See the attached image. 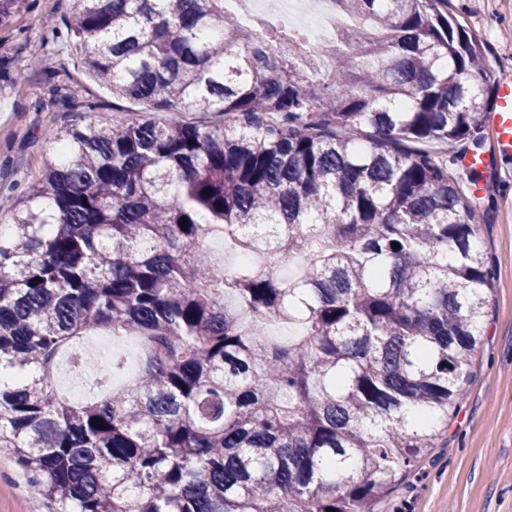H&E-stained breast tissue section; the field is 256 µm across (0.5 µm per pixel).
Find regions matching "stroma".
Masks as SVG:
<instances>
[{
	"instance_id": "stroma-1",
	"label": "stroma",
	"mask_w": 512,
	"mask_h": 512,
	"mask_svg": "<svg viewBox=\"0 0 512 512\" xmlns=\"http://www.w3.org/2000/svg\"><path fill=\"white\" fill-rule=\"evenodd\" d=\"M67 8L68 0H25L0 26V58L27 75L24 84L0 91V184L24 189L38 179L43 131L73 121V113L51 104L50 86L91 92L105 103L99 118L113 116L111 93L88 80L69 42L43 40L42 21H61ZM449 8L479 40L488 64L512 76V0H450ZM473 150L485 156L486 167L474 172L460 162L454 170L480 188L479 244L493 270L483 342L440 447L376 500L373 512H512V158L495 153L488 127ZM28 481L11 458H0V512H47L29 494Z\"/></svg>"
}]
</instances>
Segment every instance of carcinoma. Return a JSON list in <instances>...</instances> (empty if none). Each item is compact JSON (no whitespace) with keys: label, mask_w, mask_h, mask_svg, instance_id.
I'll return each instance as SVG.
<instances>
[{"label":"carcinoma","mask_w":512,"mask_h":512,"mask_svg":"<svg viewBox=\"0 0 512 512\" xmlns=\"http://www.w3.org/2000/svg\"><path fill=\"white\" fill-rule=\"evenodd\" d=\"M334 4L354 24L320 75L224 0H70L83 70L129 106L46 132L0 225V449L53 512H371L456 415L492 273L449 153L499 79L448 0ZM97 331L142 365L73 404L54 373ZM213 113L214 112H146L145 115L149 118L161 121L189 120L210 124L216 120L222 119V117H217L216 114Z\"/></svg>","instance_id":"cac0c4a2"}]
</instances>
